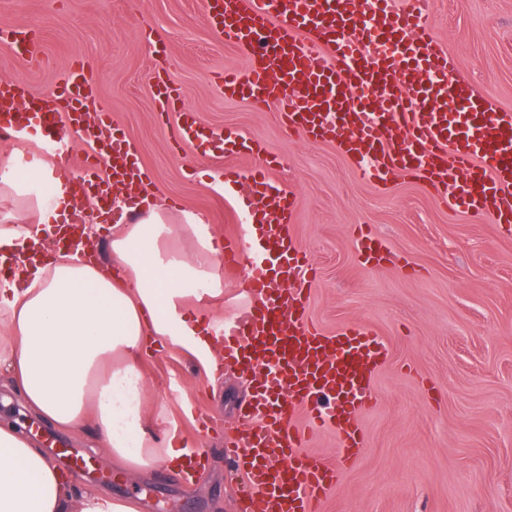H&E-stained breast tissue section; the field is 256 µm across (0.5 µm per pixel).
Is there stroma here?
I'll use <instances>...</instances> for the list:
<instances>
[{
  "label": "stroma",
  "mask_w": 512,
  "mask_h": 512,
  "mask_svg": "<svg viewBox=\"0 0 512 512\" xmlns=\"http://www.w3.org/2000/svg\"><path fill=\"white\" fill-rule=\"evenodd\" d=\"M427 21L459 75L512 112V0H431ZM1 27L25 29L43 61L0 48V78L23 80L36 94L50 96L72 64L90 66L99 102L173 221L192 212L217 239L234 233L248 198L242 188L219 190L220 170L253 160L177 148L155 104L156 79L177 87L203 124L277 155L272 179L295 195L292 230L315 269L312 321L330 332L364 325L388 348L372 379L377 402L359 418L365 451L320 512H512V236L487 217L448 211L418 178L373 185L335 145L288 130L274 108L225 98L217 76L248 58L215 32L202 0H0ZM364 233L386 247L381 263L362 262ZM141 369L148 418L187 434L197 416L213 421L202 437L209 463L187 478L161 465L136 475L107 462L105 480L91 468L69 473L72 496L92 486L139 512L165 499L186 512H242L245 485L223 431L235 426L253 377L231 366L209 372L177 346L146 354ZM5 418L26 420L60 468L65 448L107 461L93 426L56 436L17 392H0Z\"/></svg>",
  "instance_id": "35a3bbf8"
}]
</instances>
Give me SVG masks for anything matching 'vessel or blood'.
I'll list each match as a JSON object with an SVG mask.
<instances>
[{"label": "vessel or blood", "instance_id": "obj_1", "mask_svg": "<svg viewBox=\"0 0 512 512\" xmlns=\"http://www.w3.org/2000/svg\"><path fill=\"white\" fill-rule=\"evenodd\" d=\"M430 0H203L215 30L250 59L217 78L225 96L257 106L275 103L282 123L309 140L334 144L362 176L383 184L394 174L422 177L434 199L458 213L484 215L512 234V113L496 110L460 77L424 16ZM0 46L30 55L25 32H0ZM91 71L75 64L59 77L53 103L20 81L0 79V136L19 140L38 129L45 156L58 159L70 139L87 147L77 164L60 166L62 184L92 204L115 186L146 192L132 144L114 140L112 115L89 113ZM159 112H173L175 143L201 155L211 146L255 154L249 172L229 170L265 215L224 240V271L246 267L244 301L224 321V358L258 373L232 442L233 461L250 493L245 512H319V506L364 448L360 415L374 403L371 381L387 356L370 329L333 332L308 318V263L289 230L295 201L275 186L274 156L259 143L202 125L179 92L154 85ZM87 207L70 213L71 250L83 244ZM336 430V456L311 454L310 440Z\"/></svg>", "mask_w": 512, "mask_h": 512}]
</instances>
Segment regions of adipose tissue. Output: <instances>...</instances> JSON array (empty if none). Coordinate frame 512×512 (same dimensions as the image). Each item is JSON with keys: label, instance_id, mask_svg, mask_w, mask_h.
I'll return each mask as SVG.
<instances>
[{"label": "adipose tissue", "instance_id": "ef3b65f1", "mask_svg": "<svg viewBox=\"0 0 512 512\" xmlns=\"http://www.w3.org/2000/svg\"><path fill=\"white\" fill-rule=\"evenodd\" d=\"M53 170L40 160L0 179V190L37 210L35 224L0 228V263L16 260L20 271L0 280V371L27 407L66 435L93 424L111 459L137 471L172 461L163 419L145 418L147 383L139 368L149 342L171 343L216 365L206 320L191 301L224 292L216 244L200 215L184 213L170 223L163 206L149 207L111 242L115 266L93 265L69 249L41 260L34 248L53 225L67 220L68 194L44 196L38 184ZM192 235L188 258L168 250L169 241ZM134 512L99 490L72 500L61 471L18 423L0 424V512Z\"/></svg>", "mask_w": 512, "mask_h": 512}]
</instances>
